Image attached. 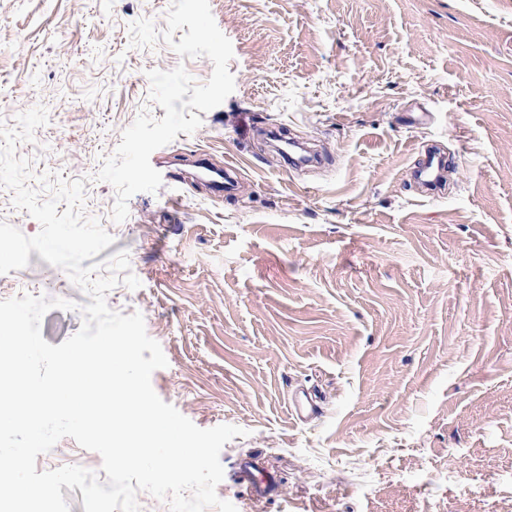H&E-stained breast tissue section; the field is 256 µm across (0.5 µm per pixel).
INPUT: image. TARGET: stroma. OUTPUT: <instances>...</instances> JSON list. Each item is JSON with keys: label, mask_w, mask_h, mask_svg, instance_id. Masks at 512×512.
Instances as JSON below:
<instances>
[{"label": "stroma", "mask_w": 512, "mask_h": 512, "mask_svg": "<svg viewBox=\"0 0 512 512\" xmlns=\"http://www.w3.org/2000/svg\"><path fill=\"white\" fill-rule=\"evenodd\" d=\"M234 50L235 90L191 134L155 150L157 192L111 218L98 180L152 104L148 71L204 56L130 44L167 27L172 0H0V122L45 107L16 154L30 187L83 181L84 212L126 252L138 289L108 307L141 313L166 367L155 393L196 426L231 424L216 493L237 512H512V0H209ZM447 154V188L411 172ZM236 167L215 196L190 165ZM75 302L41 321L59 345L88 296L31 252L0 275ZM314 398L300 421L292 395ZM55 463L101 472L73 439ZM264 462L257 501L238 470Z\"/></svg>", "instance_id": "1"}]
</instances>
